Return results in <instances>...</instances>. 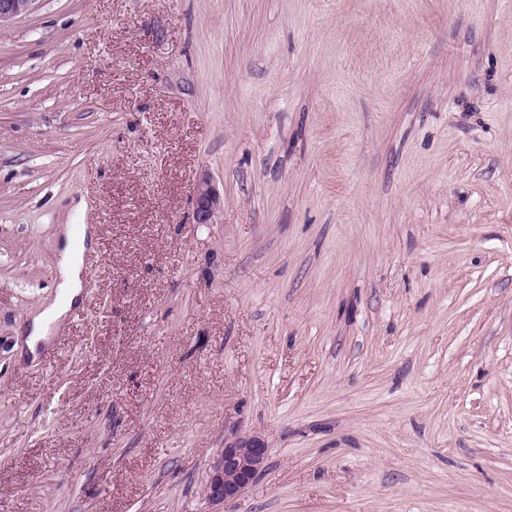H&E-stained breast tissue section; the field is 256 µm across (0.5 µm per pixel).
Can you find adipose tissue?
Segmentation results:
<instances>
[{"instance_id":"adipose-tissue-1","label":"adipose tissue","mask_w":512,"mask_h":512,"mask_svg":"<svg viewBox=\"0 0 512 512\" xmlns=\"http://www.w3.org/2000/svg\"><path fill=\"white\" fill-rule=\"evenodd\" d=\"M59 232L65 236L66 243L58 265L57 292L45 299L40 312L32 318V330L24 339L25 347L31 352L51 331L62 326L67 313L82 299L86 236L74 233L68 225L61 226Z\"/></svg>"}]
</instances>
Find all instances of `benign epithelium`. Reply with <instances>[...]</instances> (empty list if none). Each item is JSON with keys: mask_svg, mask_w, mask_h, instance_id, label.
<instances>
[{"mask_svg": "<svg viewBox=\"0 0 512 512\" xmlns=\"http://www.w3.org/2000/svg\"><path fill=\"white\" fill-rule=\"evenodd\" d=\"M36 0H0V27L31 12ZM220 194L209 174L199 179L195 196L194 222L212 224L220 210ZM268 449L258 443L235 441L224 448L213 461L205 484L207 500L225 504L242 497L265 472Z\"/></svg>", "mask_w": 512, "mask_h": 512, "instance_id": "benign-epithelium-1", "label": "benign epithelium"}]
</instances>
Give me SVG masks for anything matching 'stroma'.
Returning <instances> with one entry per match:
<instances>
[{"label":"stroma","mask_w":512,"mask_h":512,"mask_svg":"<svg viewBox=\"0 0 512 512\" xmlns=\"http://www.w3.org/2000/svg\"><path fill=\"white\" fill-rule=\"evenodd\" d=\"M62 224L83 298L23 357ZM242 439L224 512H512V0L0 27V512H212ZM220 194L212 183L209 174H203L199 179L195 196L194 222L197 224H212L220 210ZM268 450L258 443L225 444L213 461L205 494L211 504H225L242 497L265 472Z\"/></svg>","instance_id":"35a3bbf8"}]
</instances>
